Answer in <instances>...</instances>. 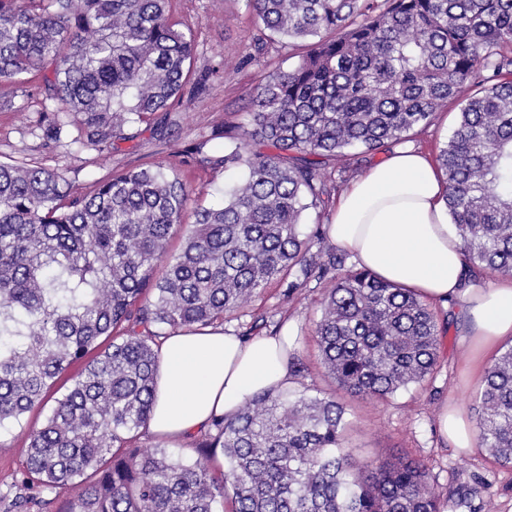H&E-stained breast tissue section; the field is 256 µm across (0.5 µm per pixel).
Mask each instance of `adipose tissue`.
I'll use <instances>...</instances> for the list:
<instances>
[{
    "instance_id": "obj_1",
    "label": "adipose tissue",
    "mask_w": 512,
    "mask_h": 512,
    "mask_svg": "<svg viewBox=\"0 0 512 512\" xmlns=\"http://www.w3.org/2000/svg\"><path fill=\"white\" fill-rule=\"evenodd\" d=\"M329 237L357 266L416 291L432 303L456 300L473 348L465 357L478 378L487 356L512 341V278L487 287L464 283L459 241L448 228L440 170L419 149L395 150L351 182L328 226ZM287 336L244 340L220 328L162 337L152 414L145 430L180 441L234 415L255 393H279L293 382ZM440 436L472 452L475 431L456 404L437 415Z\"/></svg>"
}]
</instances>
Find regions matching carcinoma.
<instances>
[{
	"label": "carcinoma",
	"instance_id": "obj_1",
	"mask_svg": "<svg viewBox=\"0 0 512 512\" xmlns=\"http://www.w3.org/2000/svg\"><path fill=\"white\" fill-rule=\"evenodd\" d=\"M172 2L0 0V82L41 79L42 139L60 141L61 116L74 115V142L102 153L184 88L207 91L206 79L189 80L195 37L172 21ZM246 3L258 22L249 60L274 41L306 52L266 76L245 121L224 130L232 150L201 142L178 152L181 164L244 170L222 207H199L183 224L191 190L165 164L114 173L78 196L61 172L0 161V425L44 403L56 378L86 360L28 435L36 492L19 509L50 508L42 494L77 479L84 488L67 512H214L219 499L229 512L448 506L417 460L351 472L346 409L318 394L254 395L213 420L191 462L161 441L124 447L150 416L162 330L211 327L272 283L287 301L344 270L315 335L325 373L350 395L382 398L433 375L436 314L411 290L344 269L325 231L305 236L302 224L337 189L329 161L344 174L351 151L407 140L450 101L459 119L437 161L465 278L512 275V0ZM476 431L479 447L512 463V346L486 371Z\"/></svg>",
	"mask_w": 512,
	"mask_h": 512
}]
</instances>
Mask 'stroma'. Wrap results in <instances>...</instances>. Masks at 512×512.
I'll use <instances>...</instances> for the list:
<instances>
[{"mask_svg":"<svg viewBox=\"0 0 512 512\" xmlns=\"http://www.w3.org/2000/svg\"><path fill=\"white\" fill-rule=\"evenodd\" d=\"M173 19L189 26L195 35L197 71L223 61L228 64L225 73L212 79L205 95H182L168 111L155 113L149 123L140 125L136 139L114 141L103 158L76 144V125L72 122L64 127L59 142L45 143L26 121L27 116L43 108L37 82L24 87L3 82L0 157L58 170L69 180L73 193L86 195L114 172L171 161L175 149L195 142L204 140L211 149H223L225 141L217 137V130L240 122L257 86L270 73L292 69L299 52L273 45L261 62H245L246 48L256 31V18L245 0H175ZM457 118L455 105H448L435 113L429 125L411 134L410 144L437 156ZM178 172L192 188L197 205L217 207L223 203L229 174L195 165L179 166ZM334 284L331 277L311 282L287 302L280 296V287L270 285L244 307L227 314L223 328L236 334L243 332L252 317L260 315L287 323L290 346L305 366L304 372L295 376L291 389L306 394L319 389L334 394L346 407L345 444L355 466L416 459L426 465L430 483L440 497L459 490L467 493L474 512H512V464H498L482 448L468 455L458 453L438 432V411L454 401L467 413H474L481 388L480 383L468 379L461 361L464 326L457 304L433 307L439 321L446 325L433 378L385 399L354 397L339 390L326 376L315 337L321 299ZM51 410L47 402L26 413L21 422L0 424V512H15L11 498L26 495L21 450L27 445L28 431L40 426Z\"/></svg>","mask_w":512,"mask_h":512,"instance_id":"obj_1","label":"stroma"}]
</instances>
